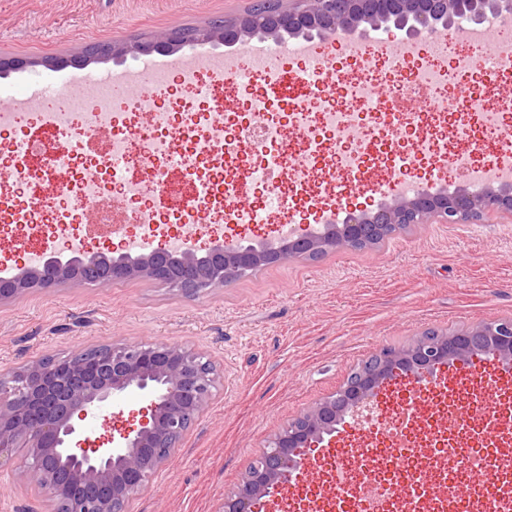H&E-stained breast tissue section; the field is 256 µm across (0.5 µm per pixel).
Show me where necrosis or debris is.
<instances>
[{"label": "necrosis or debris", "mask_w": 512, "mask_h": 512, "mask_svg": "<svg viewBox=\"0 0 512 512\" xmlns=\"http://www.w3.org/2000/svg\"><path fill=\"white\" fill-rule=\"evenodd\" d=\"M223 63V55L203 54L180 77L183 97L165 110L159 107L169 95L165 72L152 74L155 95L145 102L120 100L106 83L86 84L63 112L40 101L33 136L0 143V231L40 254L59 246L83 248L77 226L87 217L107 227L139 225L146 242L167 239L169 220L193 213L200 219L199 238L230 224H289L290 200L330 206L337 187L350 193L395 177L405 181L422 160L442 171L452 166L474 174L484 165L475 156L478 142L512 134L503 121L512 112V83L490 108L480 96L462 92L468 75L497 81L511 75L512 61L478 56L467 43L452 56L430 46L415 60L381 54L354 59L348 67L327 61L303 67L305 93L282 122L272 116L266 95L252 93L253 53L239 55L227 78L217 75ZM382 80L394 91L385 105L373 97ZM416 84L433 93L426 111H401V99ZM231 91L249 98L251 114L228 135ZM466 109L475 111L477 129L462 126ZM246 140L279 146L276 181H269L265 168L238 163ZM250 187L258 191L251 213H234L231 198ZM108 189L133 202V210L99 208ZM463 400L449 386L417 394L402 416L374 410L358 432L370 436L378 425L381 437L363 451L333 456L327 471L332 495L308 498L302 512H344L352 503L363 512H458L453 489L459 484L467 491L469 512H512V452L489 454L480 437L489 429L512 440V402L495 414L474 415L464 433H449L440 419L460 416ZM431 445L439 448L436 457L420 462L422 448ZM462 448L484 464L483 472L467 475L458 455Z\"/></svg>", "instance_id": "1"}]
</instances>
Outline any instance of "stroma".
Wrapping results in <instances>:
<instances>
[{
    "mask_svg": "<svg viewBox=\"0 0 512 512\" xmlns=\"http://www.w3.org/2000/svg\"><path fill=\"white\" fill-rule=\"evenodd\" d=\"M254 0H0V56L64 57L88 43L150 38L243 13ZM69 71L0 74V102L58 89ZM512 318V216L425 224L382 247L292 258L196 299L148 280L107 288H33L0 304V369L49 353L66 357L111 340L206 351L224 373L208 412L177 455L130 502V512H219L268 440L338 390L352 369L425 330ZM502 368L478 354L437 371L434 387L488 382ZM147 400L115 397L89 423L139 427Z\"/></svg>",
    "mask_w": 512,
    "mask_h": 512,
    "instance_id": "stroma-1",
    "label": "stroma"
}]
</instances>
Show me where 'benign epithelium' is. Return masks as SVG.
<instances>
[{
    "label": "benign epithelium",
    "instance_id": "1",
    "mask_svg": "<svg viewBox=\"0 0 512 512\" xmlns=\"http://www.w3.org/2000/svg\"><path fill=\"white\" fill-rule=\"evenodd\" d=\"M268 18L302 35L321 40L360 37L395 27L409 37L438 27L460 31L459 21L477 22L487 13L512 16V0H345L339 13L332 0H271ZM251 10L225 18L224 29L203 30L196 41L244 42L252 28ZM180 28L146 42L114 43L112 53L148 55L177 42ZM512 216V185L470 191L441 187L420 189L410 197L380 200L377 207L348 212L339 224L283 237L215 240L205 248L188 243L173 248L159 243L143 253L130 249L108 253L51 251L37 266L0 269V303L30 289L25 279L52 286L82 279L107 288L120 280L169 283V264L180 265L175 283L187 298L230 280L265 261L267 252L286 245L283 259L355 251L372 230L400 232L418 224H470L484 213ZM496 342L490 354L512 363V319L479 322L459 330L423 332L409 345L382 349L353 371L331 395L282 427L257 457L239 485L224 495L218 512H254L256 501L273 493L300 470V456L337 426L372 404L377 391L401 376L419 381L434 369L484 353L485 339ZM221 382L209 354L182 344L114 340L59 358L43 354L0 370V459L22 452L11 484L45 493L52 512H127L129 501L151 476L178 452L187 432L208 410ZM149 401L150 418L108 448L71 446L80 423L121 394Z\"/></svg>",
    "mask_w": 512,
    "mask_h": 512
}]
</instances>
